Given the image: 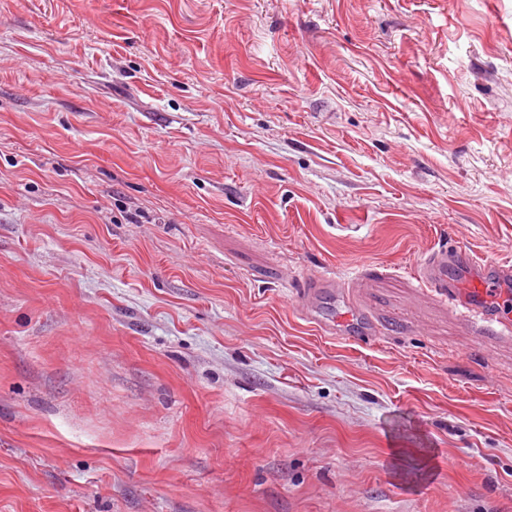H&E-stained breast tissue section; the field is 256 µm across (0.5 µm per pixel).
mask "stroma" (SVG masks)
<instances>
[{"label": "stroma", "instance_id": "1", "mask_svg": "<svg viewBox=\"0 0 512 512\" xmlns=\"http://www.w3.org/2000/svg\"><path fill=\"white\" fill-rule=\"evenodd\" d=\"M449 244L512 262V0H0V512H512ZM320 282V284H318ZM320 288H333L331 289L332 294H336L335 288H342L340 282H336L334 276L320 275L314 281H309L304 288H302L298 298L302 304V308L305 310V303L308 299L310 303L315 301L319 295ZM358 314L356 305L348 301L344 312L324 320H316V324L323 333H327L329 336L339 335L342 328L349 325Z\"/></svg>", "mask_w": 512, "mask_h": 512}]
</instances>
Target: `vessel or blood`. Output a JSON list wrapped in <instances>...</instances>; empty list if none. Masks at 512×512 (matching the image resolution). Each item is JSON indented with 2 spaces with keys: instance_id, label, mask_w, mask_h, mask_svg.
I'll return each instance as SVG.
<instances>
[{
  "instance_id": "1",
  "label": "vessel or blood",
  "mask_w": 512,
  "mask_h": 512,
  "mask_svg": "<svg viewBox=\"0 0 512 512\" xmlns=\"http://www.w3.org/2000/svg\"><path fill=\"white\" fill-rule=\"evenodd\" d=\"M418 278L439 297L448 300L466 319L489 329L512 333V314L501 307L499 285L512 281V264L484 259L451 245L433 252L416 270ZM358 315L354 304L317 323L328 335L340 334Z\"/></svg>"
}]
</instances>
